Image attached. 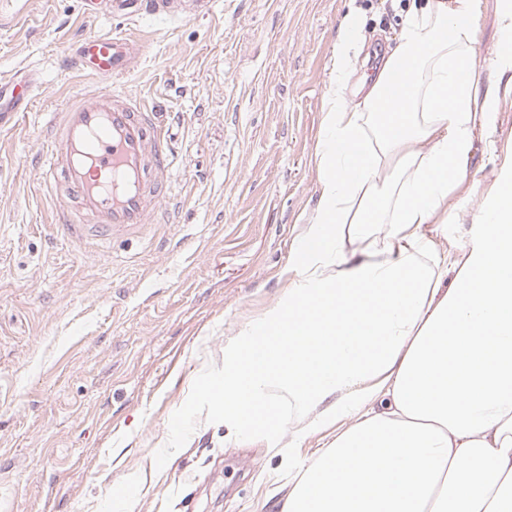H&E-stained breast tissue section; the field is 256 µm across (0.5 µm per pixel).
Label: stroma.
I'll use <instances>...</instances> for the list:
<instances>
[{
  "label": "stroma",
  "mask_w": 512,
  "mask_h": 512,
  "mask_svg": "<svg viewBox=\"0 0 512 512\" xmlns=\"http://www.w3.org/2000/svg\"><path fill=\"white\" fill-rule=\"evenodd\" d=\"M411 0H212L186 21L88 25L80 0H0V72L38 75L30 111L0 125V512H279L288 472L335 428L278 440L206 419L197 386L224 345L287 291L319 195L317 145L348 8L365 33L349 95L367 92ZM148 50L114 91L161 112L172 221L145 239H70L40 168L53 111L97 79L66 68L90 30ZM512 161V93L477 133L424 233L460 260L473 216Z\"/></svg>",
  "instance_id": "stroma-1"
}]
</instances>
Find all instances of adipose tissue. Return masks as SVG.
<instances>
[{
    "label": "adipose tissue",
    "instance_id": "adipose-tissue-1",
    "mask_svg": "<svg viewBox=\"0 0 512 512\" xmlns=\"http://www.w3.org/2000/svg\"><path fill=\"white\" fill-rule=\"evenodd\" d=\"M481 10L482 0L406 10L357 105L347 89L362 27L356 13L342 19L320 197L288 290L225 344L223 370L199 389L235 432L347 419L297 470L280 512H512V164L462 261L441 262L422 231L463 207L451 195L474 137L512 92V0H497L500 38L483 60Z\"/></svg>",
    "mask_w": 512,
    "mask_h": 512
}]
</instances>
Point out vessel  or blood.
Returning a JSON list of instances; mask_svg holds the SVG:
<instances>
[{
	"label": "vessel or blood",
	"instance_id": "obj_1",
	"mask_svg": "<svg viewBox=\"0 0 512 512\" xmlns=\"http://www.w3.org/2000/svg\"><path fill=\"white\" fill-rule=\"evenodd\" d=\"M211 0H82L93 20H191ZM145 51L118 31L92 32L74 46L67 66L107 81L126 73ZM33 73L0 75V113L28 109L37 93ZM173 160L159 114L101 88L66 98L49 125L41 179L71 239L143 235L166 215Z\"/></svg>",
	"mask_w": 512,
	"mask_h": 512
}]
</instances>
